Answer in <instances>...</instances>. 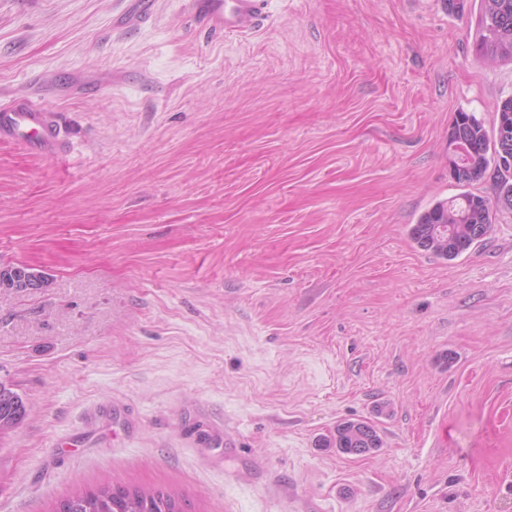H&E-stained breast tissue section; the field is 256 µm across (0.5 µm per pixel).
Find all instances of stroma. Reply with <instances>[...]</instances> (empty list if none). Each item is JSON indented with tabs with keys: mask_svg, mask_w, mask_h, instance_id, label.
I'll return each instance as SVG.
<instances>
[{
	"mask_svg": "<svg viewBox=\"0 0 512 512\" xmlns=\"http://www.w3.org/2000/svg\"><path fill=\"white\" fill-rule=\"evenodd\" d=\"M0 0V102L66 113L0 143V512L121 480L191 512H512V210L453 260L409 229L458 194L448 128L492 126L512 63L443 0ZM374 423L378 451L331 447ZM232 447H225V440ZM194 28L213 35L246 33L256 27L264 0H192ZM66 120L60 112H49L30 97L0 103V142H14L28 151L55 156L66 147ZM27 416V407L22 397L12 388L0 383V435L1 429L18 427Z\"/></svg>",
	"mask_w": 512,
	"mask_h": 512,
	"instance_id": "stroma-1",
	"label": "stroma"
}]
</instances>
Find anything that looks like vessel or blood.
Segmentation results:
<instances>
[{
    "label": "vessel or blood",
    "mask_w": 512,
    "mask_h": 512,
    "mask_svg": "<svg viewBox=\"0 0 512 512\" xmlns=\"http://www.w3.org/2000/svg\"><path fill=\"white\" fill-rule=\"evenodd\" d=\"M264 0H191L196 30L214 35L246 33L256 27ZM66 121L29 97L0 103V142H14L28 151L55 156L66 147Z\"/></svg>",
    "instance_id": "obj_1"
}]
</instances>
